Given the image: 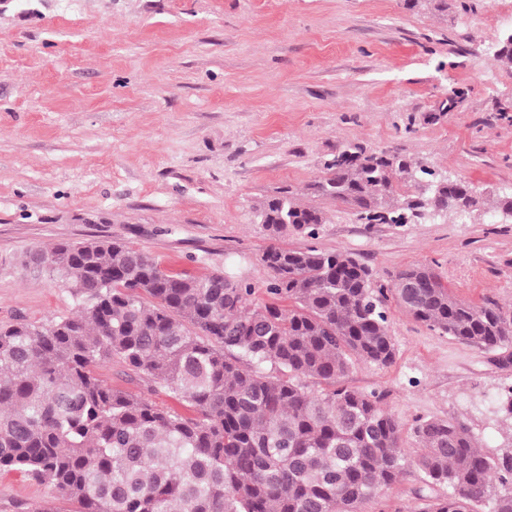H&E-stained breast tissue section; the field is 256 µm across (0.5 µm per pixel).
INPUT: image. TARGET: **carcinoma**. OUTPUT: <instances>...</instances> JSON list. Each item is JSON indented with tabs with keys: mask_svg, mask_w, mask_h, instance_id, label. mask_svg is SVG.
I'll use <instances>...</instances> for the list:
<instances>
[{
	"mask_svg": "<svg viewBox=\"0 0 512 512\" xmlns=\"http://www.w3.org/2000/svg\"><path fill=\"white\" fill-rule=\"evenodd\" d=\"M327 170L319 194L390 224L405 223L398 184L433 176L388 152L342 151ZM431 190L449 210L479 203L465 184ZM258 219L273 239H313L325 223L289 190ZM43 259L85 306L0 328V472L54 486L77 512H357L413 464L429 486H448L424 512H512V455L493 461L465 424L430 418L411 427L412 458L380 396L342 383L358 361H394L391 300L433 331L512 358V312L459 300L430 266L383 283L348 254L270 247L259 304L233 275L164 270L121 242L58 244ZM114 358L179 407L105 383L95 368ZM307 379L325 387L314 393Z\"/></svg>",
	"mask_w": 512,
	"mask_h": 512,
	"instance_id": "obj_1",
	"label": "carcinoma"
}]
</instances>
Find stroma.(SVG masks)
<instances>
[{
    "label": "stroma",
    "instance_id": "1",
    "mask_svg": "<svg viewBox=\"0 0 512 512\" xmlns=\"http://www.w3.org/2000/svg\"><path fill=\"white\" fill-rule=\"evenodd\" d=\"M512 0H0V325L69 316L78 299L33 251L118 240L163 268L264 289L263 251L315 245L380 279L434 268L469 304L512 308V64L495 55ZM457 104L439 105L448 95ZM388 150L470 185L478 208L364 224L314 193L338 152ZM319 209L316 239L272 241L256 212L281 190ZM394 363L356 362L416 450L415 420L464 422L512 454V361L389 307ZM405 473L359 512H422ZM50 484L0 474V512H71Z\"/></svg>",
    "mask_w": 512,
    "mask_h": 512
}]
</instances>
